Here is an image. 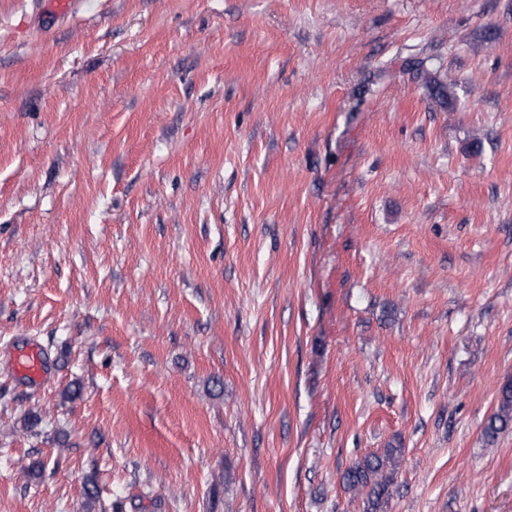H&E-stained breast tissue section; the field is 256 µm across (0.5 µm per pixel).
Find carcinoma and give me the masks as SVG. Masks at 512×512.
<instances>
[{"mask_svg": "<svg viewBox=\"0 0 512 512\" xmlns=\"http://www.w3.org/2000/svg\"><path fill=\"white\" fill-rule=\"evenodd\" d=\"M499 408L484 426V437L495 442L499 434L512 426V380L502 384L499 390ZM397 448H387L384 454H372L355 461L342 474L343 484L357 494L365 495V512H379L382 503L390 496L394 478Z\"/></svg>", "mask_w": 512, "mask_h": 512, "instance_id": "obj_1", "label": "carcinoma"}]
</instances>
